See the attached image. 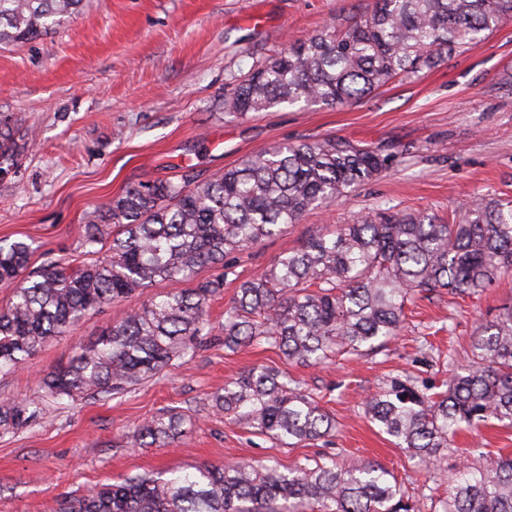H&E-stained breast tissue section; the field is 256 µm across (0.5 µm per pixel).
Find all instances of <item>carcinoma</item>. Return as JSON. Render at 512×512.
Instances as JSON below:
<instances>
[{"label":"carcinoma","mask_w":512,"mask_h":512,"mask_svg":"<svg viewBox=\"0 0 512 512\" xmlns=\"http://www.w3.org/2000/svg\"><path fill=\"white\" fill-rule=\"evenodd\" d=\"M82 0H0V45L25 43L74 14ZM512 18V0H376L359 19L325 26L284 48L224 92L234 118L278 105L354 104L397 77L438 66ZM391 155L344 139L277 144L209 180L130 187L84 226L80 265L48 261L28 269L30 244L0 241V283L15 285L0 309V372L25 366L53 337L86 316L156 282L167 294L112 322L67 364L41 378L53 398L116 395L161 374L213 332L210 298L224 275L203 279L389 169ZM110 245L111 256L97 258ZM512 272V205L481 194L450 223L427 213L389 210L315 233L243 281L224 313V347L265 343L290 361L319 366L339 352L385 347L405 323V302L442 290L465 295ZM211 407L254 432L294 447L335 429L301 384L256 366L226 383ZM364 412L428 467L456 431L496 420L512 427V306L477 328L470 363L446 389L428 394L394 378L364 401ZM37 408L0 403V427L18 429ZM170 413L141 424L138 440L164 443L183 432ZM442 512H512V454L484 469L465 466ZM42 512H418L396 477L377 463L200 464L192 472L126 475L83 497H60Z\"/></svg>","instance_id":"1"}]
</instances>
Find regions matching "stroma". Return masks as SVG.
I'll return each instance as SVG.
<instances>
[{
	"instance_id": "obj_1",
	"label": "stroma",
	"mask_w": 512,
	"mask_h": 512,
	"mask_svg": "<svg viewBox=\"0 0 512 512\" xmlns=\"http://www.w3.org/2000/svg\"><path fill=\"white\" fill-rule=\"evenodd\" d=\"M373 0H86L47 34L0 47V123L19 145L0 177V239L31 244L30 268L81 252L90 215L139 183L207 179L283 142L348 139L393 155L392 167L280 235L224 258V291L208 307L224 321L237 286L266 271L316 231L392 209L448 219L478 194L512 201V19L440 66L398 78L344 107L280 105L231 120L224 90L291 42L332 21L371 10ZM143 288L49 340L29 365L0 373V401L38 407L26 426L0 432V512H35L66 493H88L117 477L202 463L277 461L322 455L390 470L420 512H435L462 460L483 468L512 453V427L460 432L420 467L364 416L362 402L410 373L438 387L467 364L479 324L512 302V274L491 288L415 298L389 345L318 367L255 345L230 351L202 337L192 355L130 390L55 401L39 383L107 325L166 292ZM265 365L291 376L334 417L336 430L296 447L280 444L211 409L214 393ZM189 416L181 436L142 448L135 430L164 412Z\"/></svg>"
}]
</instances>
